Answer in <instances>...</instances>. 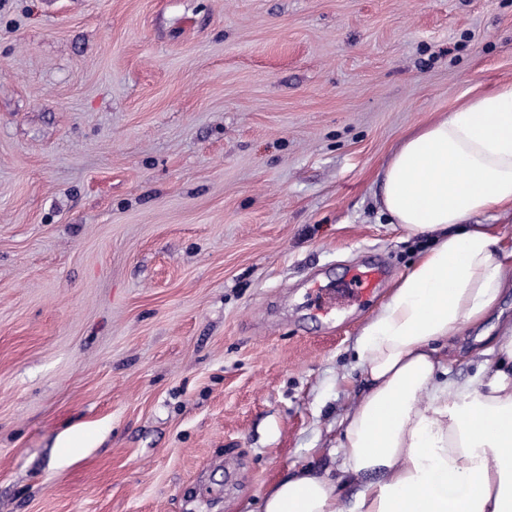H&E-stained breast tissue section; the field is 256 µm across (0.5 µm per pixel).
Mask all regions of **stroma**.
Returning a JSON list of instances; mask_svg holds the SVG:
<instances>
[{
	"label": "stroma",
	"mask_w": 512,
	"mask_h": 512,
	"mask_svg": "<svg viewBox=\"0 0 512 512\" xmlns=\"http://www.w3.org/2000/svg\"><path fill=\"white\" fill-rule=\"evenodd\" d=\"M505 82L512 0H0V512H255L333 467L353 340L427 246L381 170ZM383 276L384 269L380 265L365 264L349 275L342 289L348 294L349 298L359 302L373 293Z\"/></svg>",
	"instance_id": "1"
}]
</instances>
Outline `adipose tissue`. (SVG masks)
<instances>
[{"mask_svg": "<svg viewBox=\"0 0 512 512\" xmlns=\"http://www.w3.org/2000/svg\"><path fill=\"white\" fill-rule=\"evenodd\" d=\"M380 207L431 245L355 339L368 387L340 417L335 471L305 465L262 512H512V323L452 378L448 342L512 285V247L479 218L512 209V83L406 137Z\"/></svg>", "mask_w": 512, "mask_h": 512, "instance_id": "ef3b65f1", "label": "adipose tissue"}]
</instances>
